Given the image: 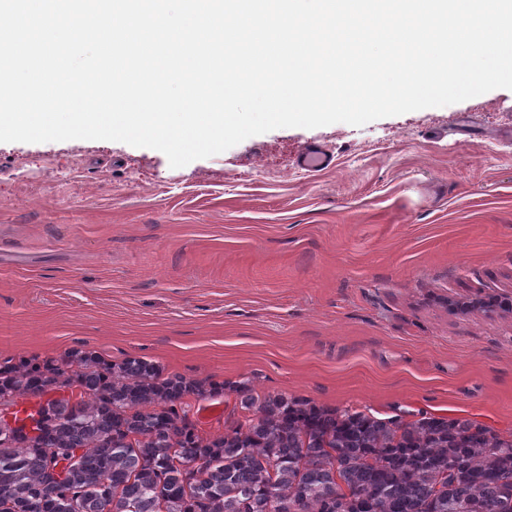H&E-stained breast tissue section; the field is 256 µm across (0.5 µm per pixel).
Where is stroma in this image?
Segmentation results:
<instances>
[{
    "label": "stroma",
    "instance_id": "1",
    "mask_svg": "<svg viewBox=\"0 0 512 512\" xmlns=\"http://www.w3.org/2000/svg\"><path fill=\"white\" fill-rule=\"evenodd\" d=\"M332 167L308 172L309 144ZM512 90L280 128L181 168L106 140L0 143V365L78 348L224 385L512 434ZM332 152L322 146H307L298 158V165L309 171L318 172L332 165Z\"/></svg>",
    "mask_w": 512,
    "mask_h": 512
}]
</instances>
